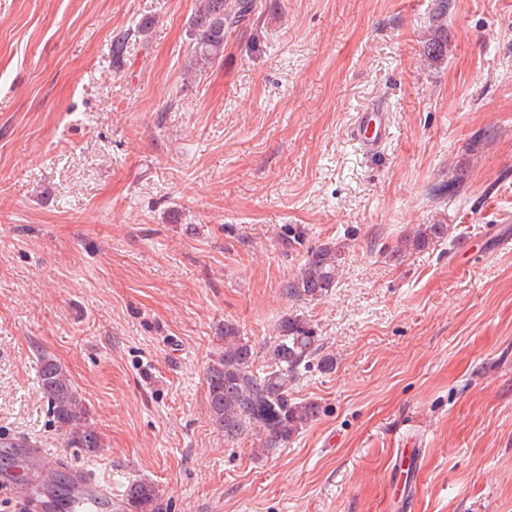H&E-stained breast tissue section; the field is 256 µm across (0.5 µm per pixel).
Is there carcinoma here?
<instances>
[{"instance_id":"obj_1","label":"carcinoma","mask_w":512,"mask_h":512,"mask_svg":"<svg viewBox=\"0 0 512 512\" xmlns=\"http://www.w3.org/2000/svg\"><path fill=\"white\" fill-rule=\"evenodd\" d=\"M254 9V0H197L189 20L194 46L193 65L203 69L224 57V37L238 27ZM448 0H438L434 8L432 34L425 42L429 60L447 56L445 36ZM133 32L124 31L112 39V65H123ZM449 226L420 224L404 247L426 248L448 237ZM344 245L327 242L307 251L299 272L285 285L289 297L297 301L319 300L336 288ZM222 350L206 368L207 412L211 422L227 440L245 434L259 437L254 452L264 455L281 447L316 421L320 406L315 401H297L291 390L301 370L314 358L329 371L334 362L320 356L321 338L310 322L298 315L281 318L277 335L268 350V364L253 367L254 349L239 327L229 321L221 330ZM39 391L49 407L69 448L94 453L102 447L99 434L87 422L82 400L67 370L48 353L40 355ZM131 512H159L155 486L135 480L127 489Z\"/></svg>"}]
</instances>
